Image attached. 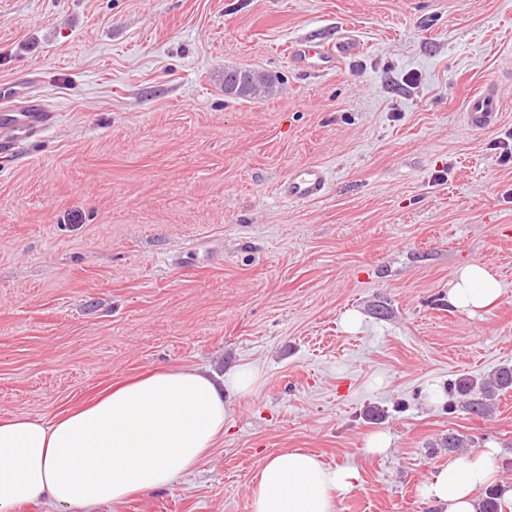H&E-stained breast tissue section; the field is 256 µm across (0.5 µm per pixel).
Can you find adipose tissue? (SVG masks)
I'll use <instances>...</instances> for the list:
<instances>
[{"mask_svg":"<svg viewBox=\"0 0 512 512\" xmlns=\"http://www.w3.org/2000/svg\"><path fill=\"white\" fill-rule=\"evenodd\" d=\"M488 270L466 265L448 284L450 307L474 312L500 296ZM262 371L246 364L221 382L195 367L158 368L110 388L91 404L45 423L0 419V512L44 503L55 512H92L103 502L172 488L224 436L225 391L256 393ZM494 449L449 459L424 484L440 512H475L471 492L494 481ZM355 468L282 450L265 458L250 490L251 512H338L358 485Z\"/></svg>","mask_w":512,"mask_h":512,"instance_id":"ef3b65f1","label":"adipose tissue"}]
</instances>
